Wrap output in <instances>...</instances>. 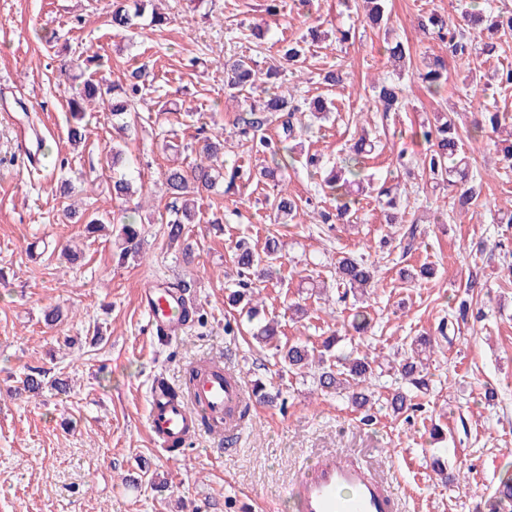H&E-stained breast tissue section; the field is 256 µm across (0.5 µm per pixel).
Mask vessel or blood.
Masks as SVG:
<instances>
[{
    "label": "vessel or blood",
    "instance_id": "vessel-or-blood-1",
    "mask_svg": "<svg viewBox=\"0 0 512 512\" xmlns=\"http://www.w3.org/2000/svg\"><path fill=\"white\" fill-rule=\"evenodd\" d=\"M143 308L156 330L173 334L186 321L177 295L166 284L150 281L141 290ZM238 377L226 374L220 365H201L186 399L173 400L155 392L148 410V428L162 444L186 439L200 417H207L215 431L236 432L238 411L245 399ZM300 512H397L393 488L371 470L338 453L318 458L289 486Z\"/></svg>",
    "mask_w": 512,
    "mask_h": 512
}]
</instances>
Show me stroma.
Here are the masks:
<instances>
[{
  "label": "stroma",
  "instance_id": "stroma-1",
  "mask_svg": "<svg viewBox=\"0 0 512 512\" xmlns=\"http://www.w3.org/2000/svg\"><path fill=\"white\" fill-rule=\"evenodd\" d=\"M154 3L168 19L163 28L145 16L116 33L107 24L113 0H0V113L34 118L44 136L34 166L14 127L0 122V512H293L287 487L330 452L393 481L400 512H487L499 478L512 471V224L497 220L499 210L512 209V163L486 139L465 138L484 187L475 212L459 219L450 198H436L422 177L419 160L430 145L413 132L423 119L452 111L468 131L473 113L487 104L512 116V91L493 87L471 97L463 83L467 64L452 60L436 95L402 75L407 105L383 114L370 82L393 74L384 35L347 13L343 0H314L307 13L281 0L275 14L267 0ZM464 6L386 2L395 36L417 57L443 51L418 30L419 18L435 12L457 21ZM311 26H351L356 37L312 45L291 81L296 97L323 94L336 106L329 120H312L303 144L329 166L368 130L376 146L363 176L406 191L402 223H385L366 192L353 223H317L312 210L334 202L298 163L288 171L289 190L303 199L293 221L270 220L271 183L240 181L229 192L219 186L198 201L197 221L185 227L191 254L183 256L167 238L163 173L193 162L205 135L231 129L237 102L224 86L225 58L245 55L266 70ZM94 51L112 83L124 84L127 70L141 64L150 77L129 133L117 132L111 116L91 104L86 139L75 146L67 100L80 79L72 64ZM336 66L348 72L347 84H320V73ZM115 145L133 160L129 179L145 185L136 216L141 252L125 258L121 227L111 221L121 204L105 160ZM92 171L98 179L91 185ZM64 181L77 208L108 218L104 229L89 234L64 217ZM216 212L223 223H211ZM271 235L282 243L281 274L256 288L284 341L318 346L335 335L339 352L359 348L383 367L413 338H437L428 389L412 396L418 411L393 414L386 398L396 378L377 374L373 419L365 421L346 398L317 389L309 370L289 371L274 347L256 343L253 324L226 303L224 283L236 276L237 243L259 249ZM363 253L378 275L367 297L372 326L361 337L349 323V304L336 300L334 278L340 257ZM424 264L434 267L433 277L400 278L401 268ZM471 278L482 285L486 320L440 338ZM156 279L184 282L202 322L163 340L153 336L139 293ZM295 302L303 313H294ZM55 305L64 317L50 327L44 312ZM228 322L237 324L235 335H225ZM206 361L220 362L246 386L262 381L268 397L251 403L233 444L204 428L179 453L165 451L147 425L153 383L162 377L180 385L189 367ZM34 370L68 380L69 391L47 385L38 397L11 398L9 389ZM436 425L443 430L437 438Z\"/></svg>",
  "mask_w": 512,
  "mask_h": 512
}]
</instances>
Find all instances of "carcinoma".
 I'll return each instance as SVG.
<instances>
[{"instance_id":"1","label":"carcinoma","mask_w":512,"mask_h":512,"mask_svg":"<svg viewBox=\"0 0 512 512\" xmlns=\"http://www.w3.org/2000/svg\"><path fill=\"white\" fill-rule=\"evenodd\" d=\"M151 0H120L109 19V25L115 31H125L134 25V20L143 16L146 6ZM363 10V16L373 26L384 29V52L399 67L411 65V47L403 40L391 36L390 17L385 10V0H357ZM466 26L455 25L445 18L433 13L419 20L418 28L423 34L439 40L445 47L448 56L435 55L423 58L415 74L427 90L436 94L448 81L447 58H458L469 63L480 55L491 56L503 50V43L512 34V11L496 10L486 0L484 3L474 0L465 11ZM318 28L308 29V35L289 43L285 53L288 64L295 66L308 51V43L316 40ZM226 82L232 89L254 87L257 82V71L253 61L247 56L231 57L224 62ZM148 77L143 66L134 67L127 78L126 86H115L107 78L95 71L83 80L78 92L68 100L70 115L74 119H82L85 112L83 104L103 102L112 119L117 121L119 129L128 128L126 121L132 104L141 93V83ZM264 83L272 86V91L258 101L238 106V113L233 120L236 132L256 148L270 155V165L260 171V177L277 181V174L284 173L292 166L295 158L291 155L292 148L284 145L288 140L296 139V133L303 131L299 116L306 112L317 115L325 114L334 108L333 101L321 96L299 101L292 90L281 79V70L270 67L265 73ZM378 112H398L404 107L403 90L388 78H379L371 83ZM287 113V120L282 123V136L273 141L265 136V128L271 118L279 113ZM471 133L484 137L489 133L506 134L512 138L508 130L506 116L493 107H483L477 113ZM414 136L433 144V149L420 160L424 173L432 180L433 188H448L452 194V209L459 215H466L480 203L483 192V180L472 174L469 164L465 161L462 138L455 121L444 116L436 119L434 124H423L414 131ZM373 144L367 138L359 137L350 147L342 164L332 168L322 179L323 186L329 190L336 202L335 211L321 210L317 212L320 222L327 224L334 220L338 223L349 221L356 213L359 199L353 192V186L360 181L361 171L367 156L372 153ZM224 178V138L208 137L206 144L199 153V159L187 167L170 168L165 173L166 192L171 202L168 207L169 218L167 236L169 242L177 244L184 238V225L193 223L195 210L188 203L191 194L202 195L212 191L220 179ZM139 189L133 187L127 179H117L112 183V196L124 201L123 255H136L139 252L140 232L136 229L134 214L139 211V203L134 196ZM387 211V217L393 221L401 208L403 198L398 188L389 187L379 191ZM274 221L286 224L293 220L298 212V199L280 188L272 201ZM280 242L276 237L267 239L263 254L256 253L244 243H238L235 251L237 280L227 299L235 305H242L247 310L250 320L257 321L256 339L265 344L279 342L281 330L278 322L261 317L262 309L254 301L255 292L251 278H266L272 275L276 262L280 259ZM336 288L341 290L338 299L365 295L375 286L373 264L363 257L344 256L336 266ZM480 283L470 279L466 284L465 297L457 309L452 312L456 321L466 322L468 319L479 321L483 317L481 309L473 304L474 297L479 295L477 288ZM371 320L367 310L356 308L351 326L359 335H366ZM431 347V339L412 341L410 355L398 363H389V368L396 371L401 379L416 389L427 386L426 366L422 355ZM281 358L290 369L302 370L309 367L311 351L301 343L285 344L279 349ZM318 371L314 374L316 383L323 391L344 394L355 407L370 409L373 406L372 392L362 388L373 375L371 361L366 354L358 350H350L343 355L332 352V342L323 341L322 351L318 355ZM43 388L41 374L34 372L26 376L23 386L15 389V395H36ZM493 499L495 512H512V474H506L499 480Z\"/></svg>"}]
</instances>
